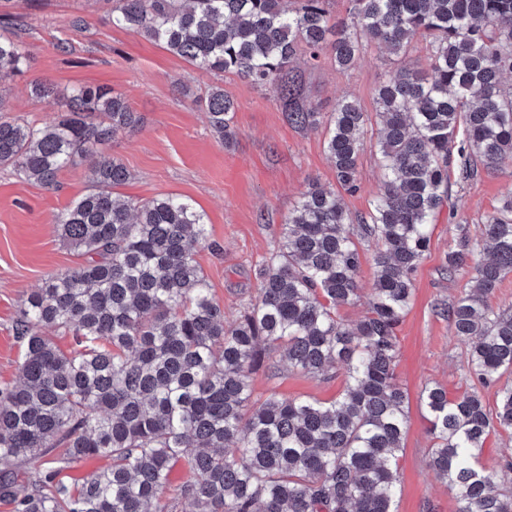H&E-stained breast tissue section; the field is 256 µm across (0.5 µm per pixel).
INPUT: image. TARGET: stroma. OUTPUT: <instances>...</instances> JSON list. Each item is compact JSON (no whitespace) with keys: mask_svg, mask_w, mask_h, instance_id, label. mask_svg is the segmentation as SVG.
Segmentation results:
<instances>
[{"mask_svg":"<svg viewBox=\"0 0 512 512\" xmlns=\"http://www.w3.org/2000/svg\"><path fill=\"white\" fill-rule=\"evenodd\" d=\"M111 7L110 0H0V27L20 35L31 61L7 93L4 117L42 124L63 113L73 89L87 85L122 94L142 123L110 149L132 174L121 193L137 201L180 195L204 212L209 246L197 260L227 319H235L255 299V270L277 250L284 219L309 180L336 184L325 132L289 125L273 92L234 75L198 69L136 33L112 27L107 21ZM62 40L69 52L58 50ZM392 66L386 53L372 45L349 68L327 59L306 72L305 93L326 112L337 99L349 96L372 115L376 89ZM44 79L54 83L56 97L31 93V83ZM215 86L223 87L237 104V137L224 145L198 105ZM360 175V190L344 198L355 216L368 212L381 187L374 145H366L361 154ZM87 185L83 165L62 170L54 189L0 170V388L13 386L19 377L24 344L14 323L23 300L49 275L84 261L62 240L54 218ZM510 191L512 158L453 186L452 202L440 211L429 249L414 273L413 300L397 331L396 372L408 392L410 413L396 512H457L453 492L425 465L432 437L419 394L434 383L452 395L471 384L465 346L453 336L447 319L435 313L438 303L464 291L471 274L462 271L451 278L441 266L453 244L454 225L466 224L478 232ZM344 382L340 370L327 380L288 370L274 380L259 371L252 380L258 397L275 392L324 402L338 397Z\"/></svg>","mask_w":512,"mask_h":512,"instance_id":"35a3bbf8","label":"stroma"}]
</instances>
